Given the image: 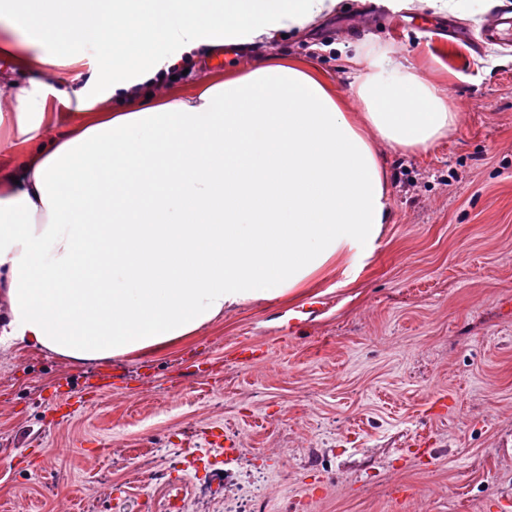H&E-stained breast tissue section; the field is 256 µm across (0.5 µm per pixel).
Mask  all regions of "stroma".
I'll return each instance as SVG.
<instances>
[{
  "label": "stroma",
  "instance_id": "stroma-1",
  "mask_svg": "<svg viewBox=\"0 0 512 512\" xmlns=\"http://www.w3.org/2000/svg\"><path fill=\"white\" fill-rule=\"evenodd\" d=\"M363 0L164 85L194 93L257 59L314 61L349 92L370 42L449 91L460 119L427 151L382 148L392 220L352 276L328 265L299 293L226 311L163 351L74 363L0 347V512H512V46L478 47L512 0L466 15ZM69 69L14 73L49 93ZM262 348L259 365L238 351ZM209 375L184 373L188 356ZM445 395L447 415L430 408ZM241 449L214 482L189 442Z\"/></svg>",
  "mask_w": 512,
  "mask_h": 512
}]
</instances>
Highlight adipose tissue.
I'll use <instances>...</instances> for the list:
<instances>
[{
  "label": "adipose tissue",
  "mask_w": 512,
  "mask_h": 512,
  "mask_svg": "<svg viewBox=\"0 0 512 512\" xmlns=\"http://www.w3.org/2000/svg\"><path fill=\"white\" fill-rule=\"evenodd\" d=\"M338 2L27 0L52 49L0 56L92 72L60 134L42 85L0 86L27 147L0 176V343L82 363L152 352L373 252L391 219L381 147L427 149L459 118L387 51L355 46L348 99L266 58L188 97L109 106L192 54L303 34Z\"/></svg>",
  "instance_id": "adipose-tissue-1"
}]
</instances>
